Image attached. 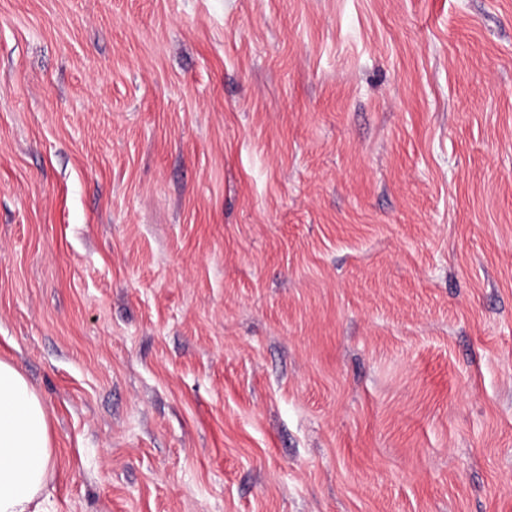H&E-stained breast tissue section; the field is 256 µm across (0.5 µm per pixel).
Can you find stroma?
<instances>
[{
  "instance_id": "1",
  "label": "stroma",
  "mask_w": 512,
  "mask_h": 512,
  "mask_svg": "<svg viewBox=\"0 0 512 512\" xmlns=\"http://www.w3.org/2000/svg\"><path fill=\"white\" fill-rule=\"evenodd\" d=\"M0 360L51 512H512V0H0Z\"/></svg>"
}]
</instances>
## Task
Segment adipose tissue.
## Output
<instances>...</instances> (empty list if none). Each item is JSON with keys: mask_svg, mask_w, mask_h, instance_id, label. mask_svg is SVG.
Returning <instances> with one entry per match:
<instances>
[{"mask_svg": "<svg viewBox=\"0 0 512 512\" xmlns=\"http://www.w3.org/2000/svg\"><path fill=\"white\" fill-rule=\"evenodd\" d=\"M54 450L47 412L25 377L0 361V512H46Z\"/></svg>", "mask_w": 512, "mask_h": 512, "instance_id": "ef3b65f1", "label": "adipose tissue"}]
</instances>
